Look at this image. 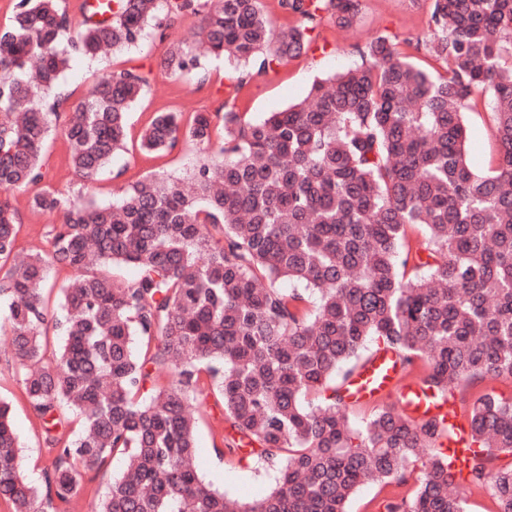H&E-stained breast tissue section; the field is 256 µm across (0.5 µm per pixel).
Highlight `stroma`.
I'll return each mask as SVG.
<instances>
[{"mask_svg": "<svg viewBox=\"0 0 512 512\" xmlns=\"http://www.w3.org/2000/svg\"><path fill=\"white\" fill-rule=\"evenodd\" d=\"M431 4L432 0H359L356 22L344 29L337 27L331 13H324L306 53L273 66L238 90L228 81L229 67L220 59L208 61L207 73L202 78L172 77L161 72L159 63L172 43L193 42L200 37V18L190 12L179 16L164 34H152L141 47L93 61L75 58L59 89L66 103L78 101L100 75L113 70L139 68L148 75L149 84L129 114L124 150L90 183H83L76 176L68 162L65 138L60 131H52L47 142L49 177L46 184L61 191H79L99 203L108 204L119 196L121 188L143 177L185 176L207 158L208 152L188 144L170 153H144L140 148L141 135L156 113L178 112L188 123L195 112H213L226 107L238 112L243 120L261 121L268 113L303 99L315 79L359 64L360 48L381 33L397 37L403 52L417 66L441 74L443 66L431 62L424 49L425 41L433 33ZM466 126L469 162L475 171H488L497 159L488 98L479 97L474 109L467 112ZM30 196L27 190L14 193L18 210L17 244L22 249L45 243L48 230L60 221L59 215L32 209ZM0 396L13 403L14 427L23 446L24 473L32 482H41L42 471L49 462L42 424L23 398L20 375L9 357L8 343L3 339H0ZM231 438L220 397L208 394L199 408L200 472L207 482L230 498L242 502L258 500L273 487L275 473L255 468L239 455L228 454L226 448ZM421 469V463L411 464L408 480L401 485L392 482L362 486L350 500L348 512H384L386 500L412 494Z\"/></svg>", "mask_w": 512, "mask_h": 512, "instance_id": "stroma-1", "label": "stroma"}]
</instances>
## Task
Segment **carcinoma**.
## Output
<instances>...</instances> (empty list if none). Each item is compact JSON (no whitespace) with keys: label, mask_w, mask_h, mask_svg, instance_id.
Returning <instances> with one entry per match:
<instances>
[{"label":"carcinoma","mask_w":512,"mask_h":512,"mask_svg":"<svg viewBox=\"0 0 512 512\" xmlns=\"http://www.w3.org/2000/svg\"><path fill=\"white\" fill-rule=\"evenodd\" d=\"M298 17L272 53L263 0H115L112 21L71 31L59 0H14L0 28V321L23 397L42 422L50 465L23 471L11 401L0 397V502L9 512H75L77 476L107 475L96 512H347L362 486L406 481L384 512H465L485 489L512 512V397L463 390L512 381V0H433L426 52L434 76L378 35L361 63L317 80L307 97L257 123L159 112L140 148L195 144L211 157L186 178L147 176L101 205L43 188L33 209L58 213L48 247L16 249L13 191L45 181L50 101L71 59L140 45L182 12L201 16V44L174 42L168 76L222 58L242 83L300 56L323 12L347 27L356 0H279ZM148 78L137 68L97 79L62 132L85 182L123 150ZM490 94L497 165L467 159L465 114ZM418 226L422 239L407 241ZM132 264L137 277L112 270ZM417 270L406 277L404 268ZM71 271L57 304L47 271ZM288 280L295 287L277 285ZM62 338L47 352V332ZM370 340L402 371L421 359L423 392L453 400L477 449L455 479L447 416L390 406L356 427L350 380ZM166 375L169 382L156 386ZM218 391L224 422L254 459L276 468L259 501L232 503L197 465L196 403ZM120 454L126 467L107 474Z\"/></svg>","instance_id":"carcinoma-1"}]
</instances>
